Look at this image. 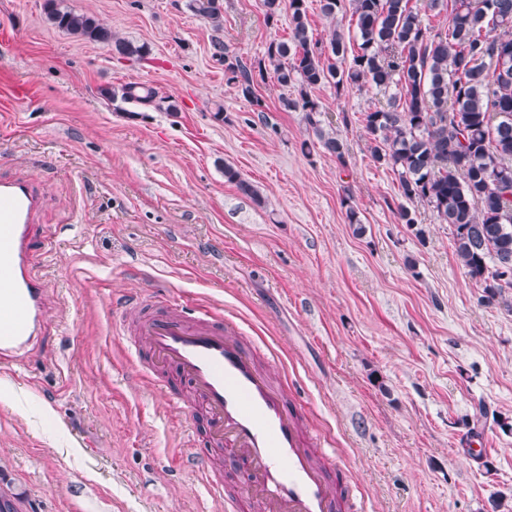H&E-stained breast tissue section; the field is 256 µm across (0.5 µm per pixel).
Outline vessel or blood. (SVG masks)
I'll list each match as a JSON object with an SVG mask.
<instances>
[{
  "mask_svg": "<svg viewBox=\"0 0 512 512\" xmlns=\"http://www.w3.org/2000/svg\"><path fill=\"white\" fill-rule=\"evenodd\" d=\"M40 205L32 180L0 177L1 370L22 366L47 319V289L32 270L34 256L50 247L33 232ZM119 312L132 327L129 347L141 377L174 401L181 388L190 390V414L201 416L210 447L243 472L252 512H348L332 471L309 444L287 384L273 382L223 313L207 306L188 315L160 311L137 296L124 300ZM198 468L225 512H238L224 494L222 473L205 459Z\"/></svg>",
  "mask_w": 512,
  "mask_h": 512,
  "instance_id": "vessel-or-blood-1",
  "label": "vessel or blood"
}]
</instances>
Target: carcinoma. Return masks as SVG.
<instances>
[{
	"label": "carcinoma",
	"instance_id": "obj_1",
	"mask_svg": "<svg viewBox=\"0 0 512 512\" xmlns=\"http://www.w3.org/2000/svg\"><path fill=\"white\" fill-rule=\"evenodd\" d=\"M288 2V38H273L263 58L247 64L223 41L213 42L227 81L262 107L256 77L274 66L277 83L296 90L283 99L304 112L322 148L345 163L347 149L324 130L322 110L310 92L329 83L341 90L366 82L386 103L364 113L373 161L397 175L400 196L424 202L441 224L452 227L456 256L491 302L512 288V0H427L430 11L451 9L448 25H430L410 0H351L357 50L332 31L327 46L312 40L306 0H264L267 23L277 25ZM51 24L117 53L141 56L145 47L112 37L93 17L45 0ZM192 10L220 30L222 0H191ZM224 178L246 195L254 187L230 165ZM402 223L424 239L414 212L398 205Z\"/></svg>",
	"mask_w": 512,
	"mask_h": 512
}]
</instances>
